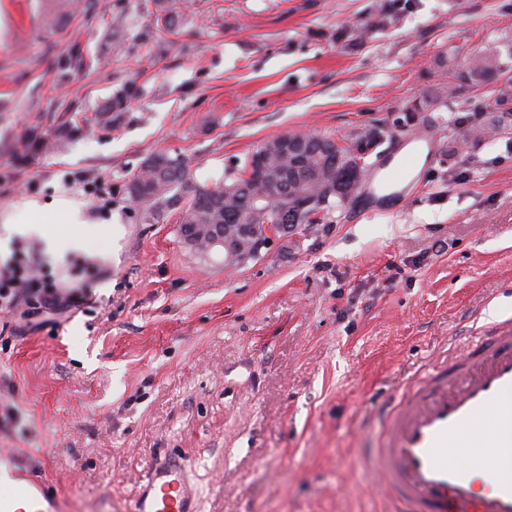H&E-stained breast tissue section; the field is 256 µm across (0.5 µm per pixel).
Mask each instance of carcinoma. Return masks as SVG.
<instances>
[{
  "mask_svg": "<svg viewBox=\"0 0 512 512\" xmlns=\"http://www.w3.org/2000/svg\"><path fill=\"white\" fill-rule=\"evenodd\" d=\"M394 22L388 7H379L355 31L356 39H364L371 31L383 29ZM509 39L495 42L483 52L469 58L462 67L448 72V63L434 60L441 75H451L454 89L485 84H499L493 97L481 107L486 117L474 119L464 132L465 140L473 143L493 141L500 138L504 119L512 114L507 104L512 101V82L498 83L504 63L501 61V46ZM448 107V85L437 81L421 94L401 103L395 114L403 119L405 126L432 127L438 125L437 113ZM396 119L389 116L368 127L358 128L344 137L345 144L338 147L336 141L326 136L320 137L329 150H314L304 161L294 163L281 155L278 138L264 141L255 153L265 159V170L251 168L253 157L246 158L243 175L230 182L217 181L211 185L198 182L189 165L180 157L166 153L151 156L145 169L125 184L128 200L142 211L145 220L159 218L166 211L179 210L181 224H221L224 226V239L231 240L247 253H254L265 243L261 235L242 233L241 225L258 224L267 220L257 215L251 208L255 198L282 197L281 188H288V209L299 203V197L306 195L316 201V211L321 213L317 223L330 219V215L340 208L336 197V182L345 175L350 154L363 160L369 167L368 158L382 144L392 140L397 134L394 128Z\"/></svg>",
  "mask_w": 512,
  "mask_h": 512,
  "instance_id": "cac0c4a2",
  "label": "carcinoma"
}]
</instances>
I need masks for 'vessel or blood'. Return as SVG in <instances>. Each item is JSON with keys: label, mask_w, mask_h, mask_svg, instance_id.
Wrapping results in <instances>:
<instances>
[{"label": "vessel or blood", "mask_w": 512, "mask_h": 512, "mask_svg": "<svg viewBox=\"0 0 512 512\" xmlns=\"http://www.w3.org/2000/svg\"><path fill=\"white\" fill-rule=\"evenodd\" d=\"M438 134L422 129L395 140L394 157L377 164L365 193L395 183L431 155ZM371 454L394 512H512V318L468 337L462 354L429 364L393 406L380 413ZM461 440L468 465L448 454ZM491 472L479 492L475 474ZM0 512H66L64 502L8 448H0ZM127 512H200L187 466L167 457L139 480Z\"/></svg>", "instance_id": "1"}]
</instances>
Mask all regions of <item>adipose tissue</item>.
<instances>
[{
    "label": "adipose tissue",
    "instance_id": "1",
    "mask_svg": "<svg viewBox=\"0 0 512 512\" xmlns=\"http://www.w3.org/2000/svg\"><path fill=\"white\" fill-rule=\"evenodd\" d=\"M60 218L70 225L72 232L64 239H57L51 226L53 218ZM8 232L45 240L50 248L79 249L96 229L83 219L80 208L74 203L58 198L41 205L29 203L6 225Z\"/></svg>",
    "mask_w": 512,
    "mask_h": 512
}]
</instances>
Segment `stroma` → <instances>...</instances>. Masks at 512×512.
Instances as JSON below:
<instances>
[{
  "label": "stroma",
  "mask_w": 512,
  "mask_h": 512,
  "mask_svg": "<svg viewBox=\"0 0 512 512\" xmlns=\"http://www.w3.org/2000/svg\"><path fill=\"white\" fill-rule=\"evenodd\" d=\"M0 0V224L65 197L97 235L45 257L88 288L35 326L0 314V448L24 453L73 512H123L173 455L200 512H387L364 461L377 413L452 336L512 316V139L459 146L481 87L448 99L454 155L377 212L334 213L224 269L146 222L123 192L154 153L195 178L239 176L265 140L341 138L512 35V0ZM44 142L13 166L24 140ZM99 180L111 198L68 190ZM394 22V16L388 9V6H380L371 16V19L364 22L355 31L356 39H364L371 31L383 29L390 26Z\"/></svg>",
  "instance_id": "obj_1"
}]
</instances>
